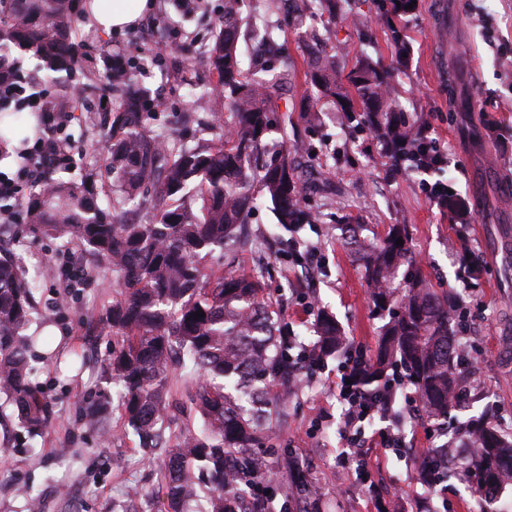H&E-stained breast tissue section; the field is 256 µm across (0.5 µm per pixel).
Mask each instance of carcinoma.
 I'll return each instance as SVG.
<instances>
[{"mask_svg": "<svg viewBox=\"0 0 512 512\" xmlns=\"http://www.w3.org/2000/svg\"><path fill=\"white\" fill-rule=\"evenodd\" d=\"M242 0H224V16L215 23L207 64L220 90L212 98L215 142L188 146L150 125L153 98L140 89L123 98L106 128L108 167L116 196L102 207L74 181L49 179L36 199L22 203L32 229L67 238L81 252L107 264L122 280L125 295L110 304L91 302L89 323L117 337L107 364L127 425L144 448H162L167 512H194L203 480L210 484L204 512H270L274 493L255 489L277 478L276 466L255 453L266 430L280 417L303 370L348 353L350 343L336 319L317 314V339L296 348L280 323L279 311L266 301L257 271L208 267L203 259L235 245L242 226L264 199L276 226L294 234L292 253L303 255L296 234L315 215L303 206L306 180L300 159L311 144L288 139V124L275 127L279 89L294 76L289 63L267 78L266 69L241 68L237 43L242 27L267 43L278 31L300 22L289 0H266L262 22L243 15ZM318 17L336 33L338 0H317ZM79 0H9L0 11V78L18 72L14 51L40 60L46 78L64 84L80 65L73 42ZM305 77L316 90L319 110L345 128L367 130L380 156L395 169L430 172L443 161L426 134L427 115L400 112L394 99L393 73L380 61L364 59L346 74L323 44L300 46ZM109 90L132 82L124 63L109 59ZM142 198L147 220L124 217L122 207ZM448 218L467 223L469 203L446 194ZM355 262L364 270L371 300L385 320L374 357L358 362L356 381L378 399H395L392 381L403 373L416 389L426 414L448 416L465 386L460 333L466 312L453 304V289L438 292L411 254L407 225L390 224L384 237H363L353 219L342 220ZM404 241L399 246L397 240ZM32 288L14 251L0 247V395L11 401L29 435L47 427L49 407L31 380L29 361L44 343L24 331L32 311ZM182 357L200 376L189 386L190 412L199 427H184L177 444L168 445L170 375ZM109 398L87 412L88 424L103 425ZM475 453L456 463L481 504L490 512L499 491L512 483V432L493 421L466 425ZM448 473V447L435 448L423 460L418 477L428 485ZM308 479L292 476L285 496L304 499Z\"/></svg>", "mask_w": 512, "mask_h": 512, "instance_id": "obj_1", "label": "carcinoma"}]
</instances>
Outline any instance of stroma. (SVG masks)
I'll use <instances>...</instances> for the list:
<instances>
[{
	"mask_svg": "<svg viewBox=\"0 0 512 512\" xmlns=\"http://www.w3.org/2000/svg\"><path fill=\"white\" fill-rule=\"evenodd\" d=\"M378 3L353 0L351 13L336 21L331 48L348 68L367 55L395 66L398 109L430 113L443 168L389 173L377 162L379 146L370 134L351 135L331 121L307 134L315 150L312 162L324 163V145L336 148L328 181L347 212L365 225L366 236L381 237L390 224L408 225L422 272L435 287L454 288L468 303L473 338L468 360L477 371L480 397L463 401L441 427L415 423L408 395H399L400 431L413 454L401 459L371 441V477L365 484L344 476L336 461L343 448L336 390L342 373L339 361L332 360L290 399L263 453L273 461L284 450H296L320 512H431L442 499L448 512H473L472 492L456 470L432 491L418 481L416 467L420 451L456 436L470 419L486 416L512 429V0H416L414 10L397 19L410 47L404 58L377 17ZM223 10L224 0H156L153 15L136 28L112 34L77 19L74 41L84 64L74 83L80 91L69 99L52 85L47 95L51 111L73 116L67 132L75 161L59 171V178L90 176L89 188L100 201L112 198L107 150L91 148L85 121L109 122L118 100L87 91L85 85L103 79V60L120 45L142 63L133 82L155 101L153 129H178L191 146L211 140L210 115L194 96L216 83L205 54L212 23ZM440 184L468 201L469 224L450 223L436 205L433 192ZM306 204L321 214L318 223L299 233L314 251L310 267L261 247L275 228L264 202L245 226L256 248L233 258L214 257L212 263L262 272L264 297L279 304L283 321L301 342L313 340L312 311L319 307L336 315L353 350L370 357L382 321L361 269L324 193H309ZM12 236L20 241L17 256L27 276L38 279L28 329L52 328L66 362H31L32 380L51 409L42 435L29 436L0 400V512H27L32 494L39 495L41 512H123L133 487L141 493L136 512H162L159 467L148 449L133 435L102 442L84 423L87 407L99 395L116 391L104 367L117 339L84 318L91 300L121 298L115 276L103 269L90 272L88 263L79 261L75 243L35 233L25 219L14 224ZM467 249L480 259L479 273L469 278L461 267Z\"/></svg>",
	"mask_w": 512,
	"mask_h": 512,
	"instance_id": "35a3bbf8",
	"label": "stroma"
}]
</instances>
